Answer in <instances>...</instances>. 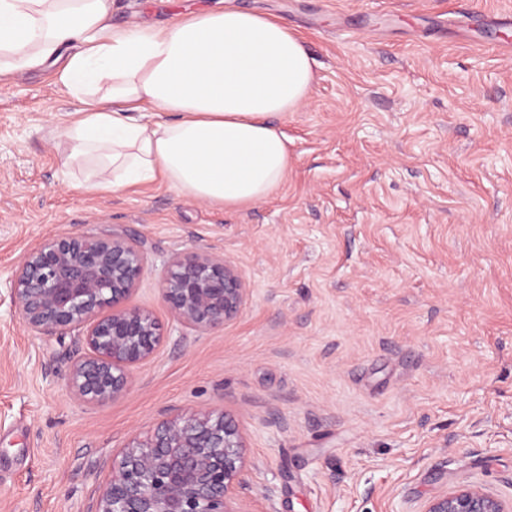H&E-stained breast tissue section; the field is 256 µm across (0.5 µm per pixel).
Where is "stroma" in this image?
<instances>
[{
    "instance_id": "obj_1",
    "label": "stroma",
    "mask_w": 512,
    "mask_h": 512,
    "mask_svg": "<svg viewBox=\"0 0 512 512\" xmlns=\"http://www.w3.org/2000/svg\"><path fill=\"white\" fill-rule=\"evenodd\" d=\"M211 0H113L112 22ZM304 38L316 79L257 205L164 183L87 190L51 130L77 99L52 68L0 74V278L49 235L122 232L148 264L131 302L161 343L128 390L66 389L84 348L27 329L0 291V512H87L112 459L170 418L242 429L240 512H425L476 486L512 502V0H224ZM504 53L485 51L488 43ZM242 274L224 327L161 298L175 254Z\"/></svg>"
}]
</instances>
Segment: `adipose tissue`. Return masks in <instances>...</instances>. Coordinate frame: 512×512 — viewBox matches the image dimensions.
Wrapping results in <instances>:
<instances>
[{"mask_svg":"<svg viewBox=\"0 0 512 512\" xmlns=\"http://www.w3.org/2000/svg\"><path fill=\"white\" fill-rule=\"evenodd\" d=\"M58 68L80 104L54 128L89 187L164 180L234 209L268 199L290 162L275 121L308 98L315 62L283 20L224 6L158 25L112 22V0H0V73Z\"/></svg>","mask_w":512,"mask_h":512,"instance_id":"adipose-tissue-1","label":"adipose tissue"}]
</instances>
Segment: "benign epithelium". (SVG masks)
Wrapping results in <instances>:
<instances>
[{
	"label": "benign epithelium",
	"mask_w": 512,
	"mask_h": 512,
	"mask_svg": "<svg viewBox=\"0 0 512 512\" xmlns=\"http://www.w3.org/2000/svg\"><path fill=\"white\" fill-rule=\"evenodd\" d=\"M141 239L87 233L42 238L5 286L19 319L46 335L77 332L87 352L71 365L70 394L103 405L129 387L131 369L156 352L158 324L130 304L144 275ZM243 276L208 251L167 262L161 295L183 326L208 331L237 316ZM246 440L224 414L177 416L112 459V479L89 512H238L231 492L243 483ZM426 512H512L494 495L463 486L432 499Z\"/></svg>",
	"instance_id": "7a95c632"
}]
</instances>
